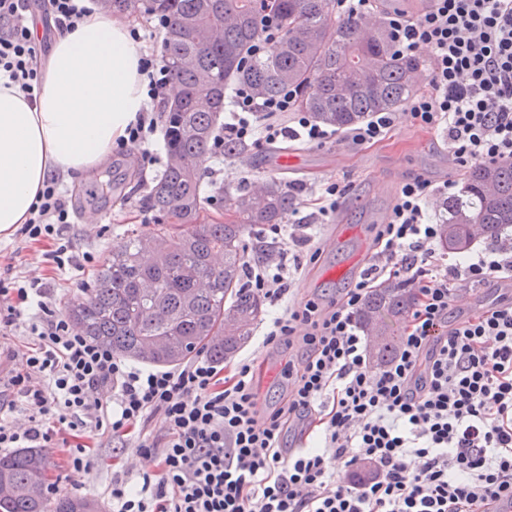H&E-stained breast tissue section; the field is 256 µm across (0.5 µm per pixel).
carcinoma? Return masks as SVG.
<instances>
[{
	"label": "carcinoma",
	"instance_id": "obj_1",
	"mask_svg": "<svg viewBox=\"0 0 512 512\" xmlns=\"http://www.w3.org/2000/svg\"><path fill=\"white\" fill-rule=\"evenodd\" d=\"M107 12L147 9L164 23L162 58L180 92L166 104L167 161L148 208L173 220L150 237L130 230L83 296L68 306L70 321L112 352L156 367L200 354L219 364L245 346L264 300L247 287L243 239L265 224H286L294 194L279 181L228 192L202 179L232 86L265 99L291 88L298 109L338 132L361 126L377 112L403 110L419 87L424 61L396 52L389 18L397 5L376 0L374 19L336 16L333 0H100ZM275 41L263 53L264 30ZM225 200L224 212L201 219L203 205ZM438 247L462 252L479 235L497 239L512 227V163L469 169L459 196L440 203ZM399 280L379 283L356 320L367 335L392 324L374 347L381 366L397 352L400 324L415 303ZM42 448L0 455V512H98L95 500L29 492L35 471H47Z\"/></svg>",
	"mask_w": 512,
	"mask_h": 512
}]
</instances>
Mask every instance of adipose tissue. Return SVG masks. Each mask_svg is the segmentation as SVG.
I'll return each mask as SVG.
<instances>
[{"label": "adipose tissue", "mask_w": 512, "mask_h": 512, "mask_svg": "<svg viewBox=\"0 0 512 512\" xmlns=\"http://www.w3.org/2000/svg\"><path fill=\"white\" fill-rule=\"evenodd\" d=\"M125 17L89 14L58 33L34 100L0 83V235L26 223L44 181L99 166L147 107Z\"/></svg>", "instance_id": "adipose-tissue-1"}]
</instances>
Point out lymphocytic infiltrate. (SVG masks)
<instances>
[{
  "label": "lymphocytic infiltrate",
  "instance_id": "obj_1",
  "mask_svg": "<svg viewBox=\"0 0 512 512\" xmlns=\"http://www.w3.org/2000/svg\"><path fill=\"white\" fill-rule=\"evenodd\" d=\"M96 0H42L45 32L75 27ZM33 0H0V79L34 98L39 48L27 15ZM395 48L426 47L431 68L404 113L380 112L351 130L374 143L407 118L440 131L456 164L512 162V0H430L415 15L393 20ZM292 113L283 127L280 114ZM154 119L139 116L119 143L137 150L139 170L157 161ZM265 140L280 135L320 144L331 131L296 111L294 94L263 100L235 89L228 121L214 139ZM430 182L406 180L371 261L359 280L324 306L312 299L271 317L264 346L298 348L282 369L286 400L258 410L251 364L223 373L200 358L177 370L143 369L90 341L54 306L44 284L0 275V332L33 337L34 344L0 389V447L47 448L76 438L71 467H90L86 435H128L162 416L164 435L137 442L153 458L154 474L131 481L113 474L112 512H492L512 507V295L451 320L457 298L474 288L512 283V242L460 256L437 251L438 226L429 214ZM58 176L43 184L26 240L52 243L57 270L85 271L96 258L77 252L67 229L74 211ZM345 189L326 184L309 215L269 227L274 252L247 262V285L278 303L288 291L286 248H310L317 261L318 229L341 206ZM400 279L418 296L400 347L379 368L368 362L355 314L382 276ZM39 385H32V378ZM107 387L109 402L93 392ZM25 411L20 426L13 413ZM293 446L283 447L287 432ZM366 461L372 477L351 482L348 470Z\"/></svg>",
  "mask_w": 512,
  "mask_h": 512
}]
</instances>
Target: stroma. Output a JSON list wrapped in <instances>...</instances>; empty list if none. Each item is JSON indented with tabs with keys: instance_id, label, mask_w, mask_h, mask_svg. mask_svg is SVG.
<instances>
[{
	"instance_id": "35a3bbf8",
	"label": "stroma",
	"mask_w": 512,
	"mask_h": 512,
	"mask_svg": "<svg viewBox=\"0 0 512 512\" xmlns=\"http://www.w3.org/2000/svg\"><path fill=\"white\" fill-rule=\"evenodd\" d=\"M153 149L159 162L148 179H141L136 162L129 156L113 153L85 178L69 182V189L76 195L78 216L68 234L78 250L90 252L102 262L113 242L127 230L146 234L159 223L158 214L146 206L145 198L164 170L165 126H158ZM284 156L292 157L291 165H281ZM116 167L126 176L124 194L96 203L93 194L97 185L111 177ZM208 169L214 181L224 183L229 189L242 182L270 179L302 185L303 190L296 197V209L303 215L311 212V201L321 185L337 181L345 187L346 195L333 223L321 231L319 259L304 263L303 275L292 284L290 296L294 299L312 295L329 299L357 280L358 269L351 266L350 259L356 253L372 249L376 227L385 223L407 179L419 176L440 187L451 179L463 180L466 175L465 169L450 160L448 146L439 132L420 129L406 120L375 144L356 145L333 139L321 145H307L282 138L273 144H248L245 152L231 159L211 158ZM91 213L97 217L92 224L86 221ZM356 225L364 226V235L348 234V227ZM49 251V245L30 244L13 234L0 238V264L12 263L23 276L45 283L56 308L61 310L81 295L94 274L55 270ZM272 312V306H265L250 341L237 354L238 359L253 361L261 376L259 403L264 410L269 409L272 401L267 372L280 368L285 359L282 350L262 344ZM90 444V469L79 474L70 466L68 451L59 447L49 449L50 467L45 482L56 485L59 492L94 499L100 512H112L109 491L113 472L125 473L137 481L143 474L154 473L155 468L143 466L141 456L123 447L121 438L97 437Z\"/></svg>"
}]
</instances>
